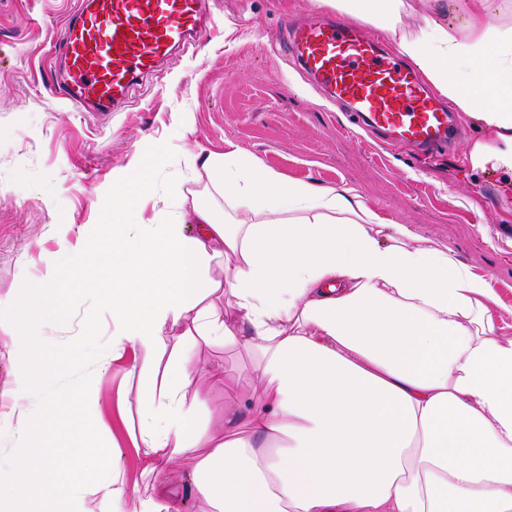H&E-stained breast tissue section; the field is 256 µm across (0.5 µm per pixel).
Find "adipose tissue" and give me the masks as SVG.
<instances>
[{
	"label": "adipose tissue",
	"mask_w": 512,
	"mask_h": 512,
	"mask_svg": "<svg viewBox=\"0 0 512 512\" xmlns=\"http://www.w3.org/2000/svg\"><path fill=\"white\" fill-rule=\"evenodd\" d=\"M387 33L457 111L491 133L470 158L512 170V26L492 0H469L461 30L418 15L415 0H318ZM205 175L170 180L157 222L121 219L148 169L126 170L92 249L72 250L28 282L0 438H16L6 512H178L181 497L208 512H512V337L497 335L487 277L444 244L383 223L355 188L285 180L238 149L194 158ZM198 231L189 235L186 223ZM85 290L108 312L47 347ZM221 341L255 360L251 388L224 403L213 427L193 386L195 341ZM138 368L135 446L142 470L188 465L187 490L137 495L120 449H102L88 421L90 391L47 392L61 366L100 370L127 348ZM75 445L52 448L49 431Z\"/></svg>",
	"instance_id": "adipose-tissue-1"
}]
</instances>
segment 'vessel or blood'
Listing matches in <instances>:
<instances>
[{"instance_id": "vessel-or-blood-1", "label": "vessel or blood", "mask_w": 512, "mask_h": 512, "mask_svg": "<svg viewBox=\"0 0 512 512\" xmlns=\"http://www.w3.org/2000/svg\"><path fill=\"white\" fill-rule=\"evenodd\" d=\"M61 51L64 97L76 108L125 102L173 52L205 32L204 0H76ZM286 56L340 99L365 125L426 153L445 150L456 130L411 69L383 55L379 41L354 21L315 18L279 36Z\"/></svg>"}]
</instances>
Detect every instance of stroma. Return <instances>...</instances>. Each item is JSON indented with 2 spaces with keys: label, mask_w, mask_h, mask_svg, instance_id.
<instances>
[{
  "label": "stroma",
  "mask_w": 512,
  "mask_h": 512,
  "mask_svg": "<svg viewBox=\"0 0 512 512\" xmlns=\"http://www.w3.org/2000/svg\"><path fill=\"white\" fill-rule=\"evenodd\" d=\"M74 6L75 0H0V413L12 409L8 328L20 288L64 262L63 245H92L113 180L148 162L157 148L164 164L150 173L151 197L141 216L126 214V223L162 208L169 179L190 173L194 155L237 148L291 181L352 185L384 223L410 225L447 245L490 280L496 332L512 336V172L471 163L470 148L488 138L479 121L455 113L457 138L437 159L354 125L273 39L287 17L318 13L313 0H211L214 37L177 54L163 80H144L119 111L78 112L53 83L62 64L58 28ZM183 112L191 113L190 126L181 124ZM134 356L127 351L101 375L92 363L57 369L49 390L69 394L96 382L94 416L104 443L122 449L127 483L149 495L159 480L142 472L131 440L135 396L144 384L125 374ZM195 359L202 370L220 363L227 372L223 387L198 377L210 396L200 419L248 391L253 365L243 350L201 341ZM122 390L129 399L120 413Z\"/></svg>",
  "instance_id": "35a3bbf8"
}]
</instances>
